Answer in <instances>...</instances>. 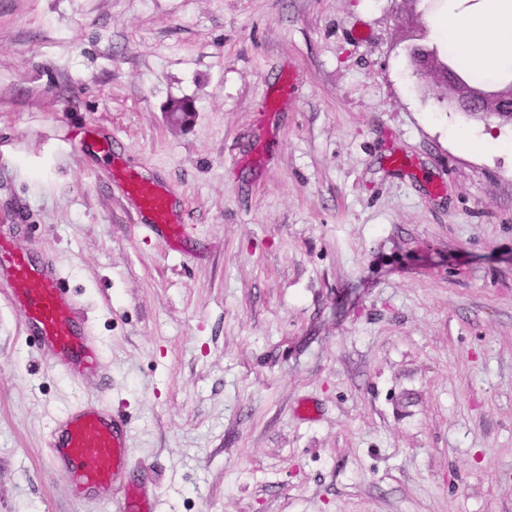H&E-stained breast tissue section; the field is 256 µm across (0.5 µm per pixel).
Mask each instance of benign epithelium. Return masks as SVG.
<instances>
[{"label":"benign epithelium","mask_w":512,"mask_h":512,"mask_svg":"<svg viewBox=\"0 0 512 512\" xmlns=\"http://www.w3.org/2000/svg\"><path fill=\"white\" fill-rule=\"evenodd\" d=\"M446 90L448 107L484 120H492L499 126L512 125V84L494 92L478 87L460 85L448 79L441 83Z\"/></svg>","instance_id":"1"}]
</instances>
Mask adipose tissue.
<instances>
[{"mask_svg": "<svg viewBox=\"0 0 512 512\" xmlns=\"http://www.w3.org/2000/svg\"><path fill=\"white\" fill-rule=\"evenodd\" d=\"M435 16L439 50L454 51L462 72L491 82L512 72V0H444Z\"/></svg>", "mask_w": 512, "mask_h": 512, "instance_id": "1", "label": "adipose tissue"}]
</instances>
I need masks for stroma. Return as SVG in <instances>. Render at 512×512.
Here are the masks:
<instances>
[{
  "label": "stroma",
  "instance_id": "35a3bbf8",
  "mask_svg": "<svg viewBox=\"0 0 512 512\" xmlns=\"http://www.w3.org/2000/svg\"><path fill=\"white\" fill-rule=\"evenodd\" d=\"M439 3L0 0V237L112 377L49 371L0 293V512H113L50 468L85 404L162 512H512V128L421 87ZM122 173L124 179L119 180V185L133 201L139 223L170 243L180 241L184 231L176 203L169 192L157 184L144 183L128 165L122 168Z\"/></svg>",
  "mask_w": 512,
  "mask_h": 512
}]
</instances>
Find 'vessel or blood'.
Instances as JSON below:
<instances>
[{
	"label": "vessel or blood",
	"mask_w": 512,
	"mask_h": 512,
	"mask_svg": "<svg viewBox=\"0 0 512 512\" xmlns=\"http://www.w3.org/2000/svg\"><path fill=\"white\" fill-rule=\"evenodd\" d=\"M120 186L134 203L140 224L175 243L184 236L178 209L162 186L144 183L123 167ZM53 266L38 263L11 240L0 238V283L24 313L46 366L79 377L98 372L99 349L79 323L78 311ZM52 466L63 468L74 489L108 494L113 512H160V499L148 484L132 479L126 454V426L119 417L79 406L56 416L50 426Z\"/></svg>",
	"instance_id": "vessel-or-blood-1"
}]
</instances>
